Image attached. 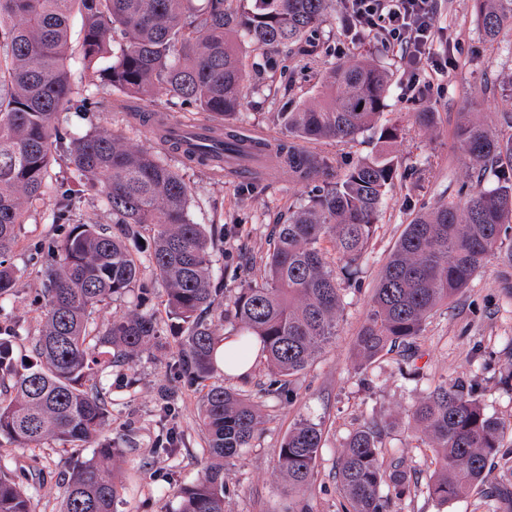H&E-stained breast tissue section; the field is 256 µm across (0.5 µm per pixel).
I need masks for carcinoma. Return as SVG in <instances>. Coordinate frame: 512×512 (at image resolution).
<instances>
[{"mask_svg":"<svg viewBox=\"0 0 512 512\" xmlns=\"http://www.w3.org/2000/svg\"><path fill=\"white\" fill-rule=\"evenodd\" d=\"M192 0H0V299L18 292V271L9 261L18 225L45 199L56 145L67 140L71 176L96 190L112 211L121 235L94 224H72L48 251L42 267L39 329L31 363L16 353L24 324L0 327V439L18 447L48 441L63 447L95 442L112 417L105 377L130 365L162 335L154 313L141 309L150 289L144 271L159 281L165 308L175 320L172 343L160 345L181 375L206 381L220 372L217 336L204 314L221 309L244 346L265 355L269 395L292 392L295 379L336 338L345 293L376 234L385 195L400 179L394 146L403 128L382 122L390 92L389 71L353 58L332 62L317 95L294 110L273 115L281 137L245 138L229 120L244 105L251 83L284 75L272 54L280 47L307 57L314 36L336 0H204L202 17ZM485 37L494 41L512 27V0H473ZM81 18L77 56L70 51L71 20ZM249 40L265 57L247 65L236 38ZM116 56L106 70V56ZM89 85L101 80L125 100L164 90L170 102L221 119L211 143L182 149L158 114L146 117L161 149L183 164L224 171L221 156L268 157L299 181L313 185L306 203L279 225L260 279L231 296L211 287L213 243L188 213L190 186L179 171L151 149L108 133L78 135L62 128L58 115L73 106L85 112L112 110V100L80 95L71 63ZM504 134L460 113L456 136L476 173L478 188L458 201H442L405 226L378 273L369 311L355 340L360 365L397 349L415 353L436 309L455 301L496 258L512 269V114ZM372 132L373 149L337 172L335 159L302 143L348 144ZM150 228L152 243L142 257L127 241ZM330 243L331 248L324 247ZM140 287L138 307L109 322L93 314L107 300ZM252 395L213 382L202 397L198 427L208 462L201 476L177 492V512H224L229 460L251 446L260 431ZM409 425L434 449L426 492L445 505L485 483L490 466L504 454V423L488 414L469 383H442L409 411ZM381 427L364 423L348 436L337 464L345 512H390L391 498L412 491L402 465L383 464ZM322 430L306 421L283 439L278 469L290 490L304 492L313 477ZM112 444L72 470L60 512H113L120 494L112 469ZM387 487L392 496L382 495ZM0 512H32L31 499L0 472Z\"/></svg>","mask_w":512,"mask_h":512,"instance_id":"carcinoma-1","label":"carcinoma"}]
</instances>
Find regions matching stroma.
<instances>
[{
    "instance_id": "obj_1",
    "label": "stroma",
    "mask_w": 512,
    "mask_h": 512,
    "mask_svg": "<svg viewBox=\"0 0 512 512\" xmlns=\"http://www.w3.org/2000/svg\"><path fill=\"white\" fill-rule=\"evenodd\" d=\"M437 42L430 65L412 70L399 46L368 36L346 34L341 12L323 23L318 55L294 63L289 83H274L249 94L235 125L275 133L274 112L312 99L326 63L363 57L391 74L385 115L400 119L404 132L395 147L402 178L387 193L373 245L363 263L360 289L348 292L334 344L296 379L289 397L260 396L267 382L264 358H257L242 376L219 374L225 387L259 395L262 430L253 447L243 449L227 465L230 493L225 512H341L336 463L346 440L360 424L385 419L382 436L385 462L403 461L418 480H426L432 451L408 426L407 412L436 384L465 380L475 384L488 414L512 424V298L500 285L501 267L489 263L451 305L437 310L419 339L421 356L405 364L398 354L360 368L354 340L368 311L371 290L388 253L406 224L460 191H472L471 165L455 139L459 113L471 112L489 127L499 128L503 114H512V31L488 43L472 0H440ZM431 112L435 122L420 125L416 116ZM63 127L84 133L108 130L147 148L154 138L149 128L135 125L120 109L109 112L62 113ZM191 187L188 205L193 223L223 234L214 237L216 270L211 285L232 294L251 279L260 278L263 259L276 232L286 223L288 209L308 199L309 187L281 172L255 171L256 189L246 191L238 177L214 175L208 169L182 165L167 155ZM70 212L74 224L112 228V214L101 196L83 185L73 187ZM55 193L28 213L18 227L13 264L20 274L15 297L0 304V324L20 321L37 329L33 298L43 288L41 264L30 259L34 244L48 243L57 234L49 215ZM112 418L101 434L116 444L115 472L121 484L117 512H175L179 487L195 482L207 463L205 442L197 420L203 385L179 380L155 349H144L132 368L116 367L107 378ZM173 389L170 415L160 412L163 388ZM308 421L323 433L322 447L307 491L296 494L277 469L280 444L295 424ZM180 435L176 455L159 453L155 441L168 428ZM94 448H65L49 442L41 449L0 448V468L18 481L32 498L35 512H59L63 486L77 462L92 457ZM393 512H512V499H489L472 489L441 506L421 485L409 496L393 500Z\"/></svg>"
}]
</instances>
